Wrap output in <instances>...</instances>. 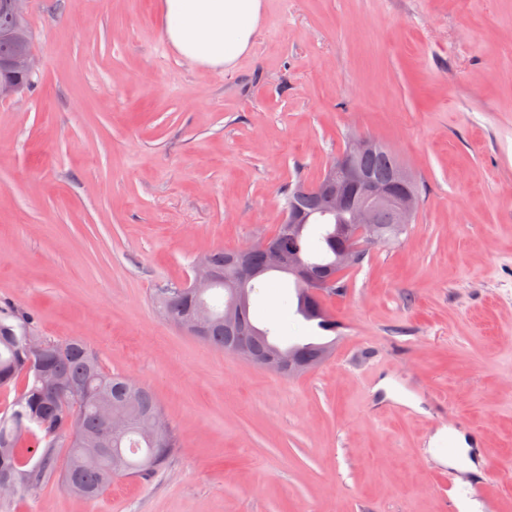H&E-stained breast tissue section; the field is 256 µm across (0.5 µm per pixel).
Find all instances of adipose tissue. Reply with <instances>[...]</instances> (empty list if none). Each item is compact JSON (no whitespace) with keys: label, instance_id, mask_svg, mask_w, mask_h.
Here are the masks:
<instances>
[{"label":"adipose tissue","instance_id":"adipose-tissue-1","mask_svg":"<svg viewBox=\"0 0 512 512\" xmlns=\"http://www.w3.org/2000/svg\"><path fill=\"white\" fill-rule=\"evenodd\" d=\"M263 0H165L166 38L182 59L234 64L253 48Z\"/></svg>","mask_w":512,"mask_h":512}]
</instances>
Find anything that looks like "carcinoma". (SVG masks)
<instances>
[{"mask_svg": "<svg viewBox=\"0 0 512 512\" xmlns=\"http://www.w3.org/2000/svg\"><path fill=\"white\" fill-rule=\"evenodd\" d=\"M32 45L28 17L19 15L13 0H0V63L10 59L21 46ZM357 164L378 179L403 166L398 155L386 144L359 155ZM282 210L301 216L300 229L291 235L283 225L274 230L273 241L284 243L296 254L303 268L319 278L337 276L332 286L311 288L298 275L296 312L325 333H336V319L324 305L327 296L344 293L349 269L336 273V253L346 240L347 215L336 211V194L309 192L291 183L282 191ZM322 224L325 230L316 239L309 227ZM378 228L384 244L399 242L409 225L399 227L383 215ZM227 251H211L203 259L220 275H225ZM158 312L178 325L201 305L207 306L215 322L200 337L204 343L226 352L242 349L261 360L275 342L270 331L257 327L250 317V303L234 314V326L224 325L226 305L215 306L208 295H196L171 283L154 294ZM32 332L30 317L0 307V393L13 394L8 408L0 413V479L15 480L12 490L0 494V505L20 494L38 489L55 471L53 448L59 441H70V460L64 481L75 493L97 498L123 475L151 476L164 466L178 447L174 436L150 442L144 433L162 413L151 390L135 380L104 370L98 356L78 339L51 340L40 354L31 352L27 336ZM334 342L310 341L286 346L293 357L304 363V373L331 353ZM109 395L118 404L126 426L111 441L101 440L102 421L94 399ZM42 447L38 461L31 465L23 454L26 441Z\"/></svg>", "mask_w": 512, "mask_h": 512, "instance_id": "1", "label": "carcinoma"}]
</instances>
